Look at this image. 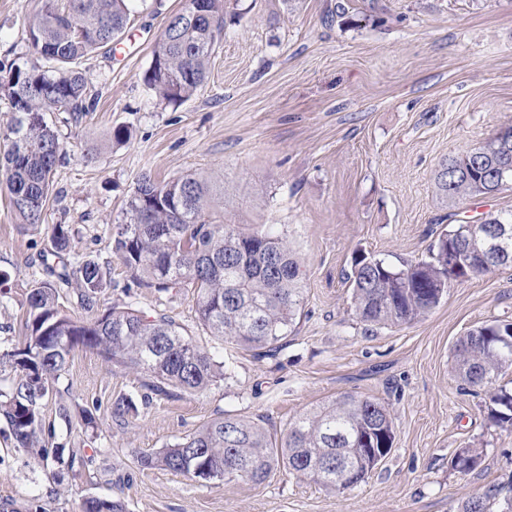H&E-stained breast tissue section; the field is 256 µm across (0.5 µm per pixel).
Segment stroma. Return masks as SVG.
<instances>
[{"label": "stroma", "instance_id": "obj_1", "mask_svg": "<svg viewBox=\"0 0 512 512\" xmlns=\"http://www.w3.org/2000/svg\"><path fill=\"white\" fill-rule=\"evenodd\" d=\"M44 0H0V76L17 65L50 69L32 48L30 19ZM184 0H135L112 51L79 68L98 96L93 112L52 114L66 150L53 178L46 227L24 230L0 192V347L26 333L25 300L50 250L49 225H69L70 258L110 267L97 311L131 306L163 315L224 364L200 393L147 391L145 377L76 350L46 398L60 459L14 447L0 422V505L16 512H78L105 497L126 512H458L488 487L512 482V430L490 420L483 390L452 370L466 330L512 322V269L452 284L425 318L400 326L362 322L348 276L359 255L421 260L457 224L512 212V188L443 202L441 162L512 126V0H224V31L207 82L167 103L143 82L166 20ZM128 142L112 141L117 127ZM223 182L218 219L287 237L302 258L303 315L266 356L208 336L192 289L137 287L112 255V231L145 174L188 173ZM389 407L390 454L365 482L329 492L281 469L263 483L201 484L140 458L220 416L261 422L281 435L310 408L343 394ZM126 406L117 415L116 406ZM96 428H87L83 411ZM483 451L460 473L464 447ZM87 457L69 467L71 455Z\"/></svg>", "mask_w": 512, "mask_h": 512}]
</instances>
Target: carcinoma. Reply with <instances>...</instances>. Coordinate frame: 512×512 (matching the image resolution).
Instances as JSON below:
<instances>
[{"mask_svg": "<svg viewBox=\"0 0 512 512\" xmlns=\"http://www.w3.org/2000/svg\"><path fill=\"white\" fill-rule=\"evenodd\" d=\"M133 0H45L29 24V40L44 59L56 64L47 72L16 66L0 76L14 118L0 156V183L20 225L38 230L51 196L56 165L65 147L51 112L81 114L92 110L80 60L125 33ZM224 23V0H185L170 16L155 43L144 76L147 88L172 103L189 99L205 82ZM440 196L460 201L512 188V140L494 138L470 151L448 157L435 177ZM224 186L195 174L167 182L144 176L125 204L126 221L115 225L112 253L139 287L167 291L190 286L196 293L200 325L211 336L257 354L279 348L300 318L304 288L301 260L281 236L243 232L216 222L213 207L224 202ZM70 230L51 227L50 251L40 255L44 270L66 284L75 283L81 308H93L110 285L107 270L93 258L72 263ZM458 258L486 257L468 277L499 267L512 268V212L490 213L478 224H457L432 245L427 259L394 266L362 256L350 276L357 315L374 325L411 324L439 305L457 280L448 268V247ZM28 334L22 346L0 352V365L16 372L11 390L0 400V419L17 448L42 460L59 456L41 444L45 433L42 406L50 383L69 365L74 351L92 350L105 361L135 369L157 395L199 392L224 379L223 363L184 334L173 321L150 319L140 311L111 307L100 316L79 319L64 311L57 288L40 281L26 296ZM455 372L465 385L483 389L490 419L512 428V391L497 384L512 370V322L494 321L461 336L454 348ZM393 420L380 402L339 396L290 424L276 439L258 423L220 417L182 437L155 455L140 457L144 468L161 467L200 481L244 480L262 483L283 467L326 490L343 491L354 483L338 476L355 473L359 481L377 466L370 452L387 456L393 448ZM482 452L463 448L452 466L472 470ZM493 487L465 501L459 512H488L499 499ZM81 512H125L119 500L97 498Z\"/></svg>", "mask_w": 512, "mask_h": 512, "instance_id": "cac0c4a2", "label": "carcinoma"}]
</instances>
